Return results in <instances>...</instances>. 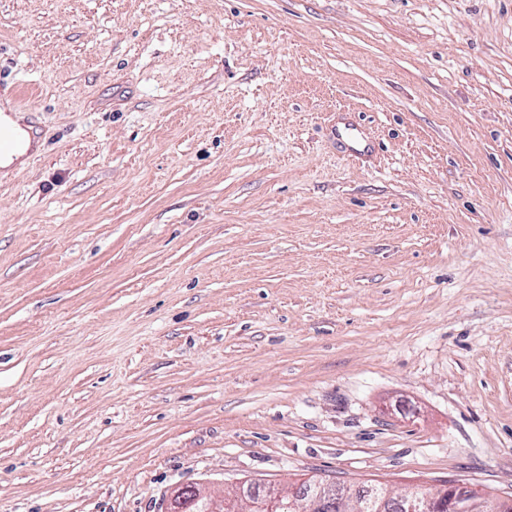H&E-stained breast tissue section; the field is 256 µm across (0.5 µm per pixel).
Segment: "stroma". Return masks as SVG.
Segmentation results:
<instances>
[{
    "mask_svg": "<svg viewBox=\"0 0 512 512\" xmlns=\"http://www.w3.org/2000/svg\"><path fill=\"white\" fill-rule=\"evenodd\" d=\"M0 76V512L512 497V0H0ZM313 491L306 498H283L284 492L280 485L270 484L265 488V498H259L256 502L247 500V492L244 491V483L236 486L231 496H227L224 501V490L217 496L206 484L195 485V497L192 500H204L209 504V512H222L227 509L229 499L236 502V512L245 511L241 508L243 504L250 505L253 508H266L267 511H273L276 504L281 500V505L275 512H291L288 503L294 512H320L326 505H342L355 499V494L360 487L350 484H336V482L314 480L312 483ZM225 508V509H224ZM225 512V511H224Z\"/></svg>",
    "mask_w": 512,
    "mask_h": 512,
    "instance_id": "stroma-1",
    "label": "stroma"
}]
</instances>
